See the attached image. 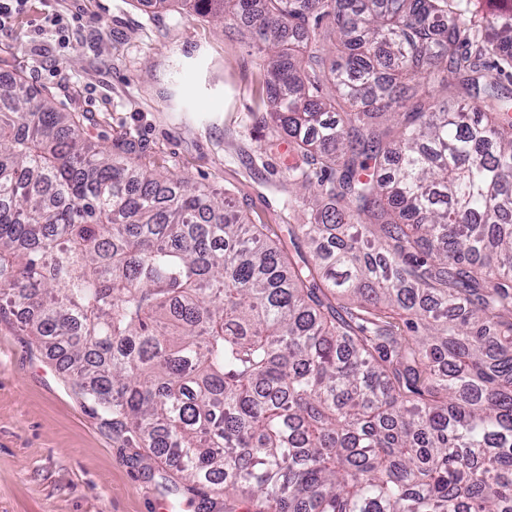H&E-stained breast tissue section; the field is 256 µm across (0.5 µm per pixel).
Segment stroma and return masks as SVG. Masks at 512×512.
I'll list each match as a JSON object with an SVG mask.
<instances>
[{"instance_id": "obj_1", "label": "stroma", "mask_w": 512, "mask_h": 512, "mask_svg": "<svg viewBox=\"0 0 512 512\" xmlns=\"http://www.w3.org/2000/svg\"><path fill=\"white\" fill-rule=\"evenodd\" d=\"M264 57L243 26L136 0H28L0 29V73L91 120L97 143L234 194L248 223L291 210L287 140L260 122ZM0 512H205L148 449L93 412L13 320H0Z\"/></svg>"}]
</instances>
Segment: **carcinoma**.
<instances>
[{"instance_id":"obj_1","label":"carcinoma","mask_w":512,"mask_h":512,"mask_svg":"<svg viewBox=\"0 0 512 512\" xmlns=\"http://www.w3.org/2000/svg\"><path fill=\"white\" fill-rule=\"evenodd\" d=\"M136 2L249 23L309 222L0 80V318L224 512H512V98L404 95L512 69V0Z\"/></svg>"}]
</instances>
